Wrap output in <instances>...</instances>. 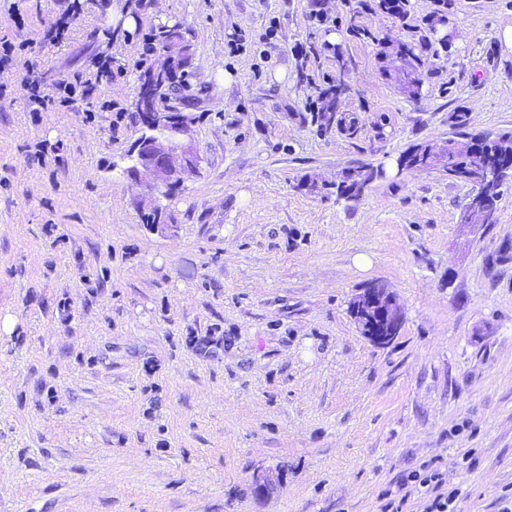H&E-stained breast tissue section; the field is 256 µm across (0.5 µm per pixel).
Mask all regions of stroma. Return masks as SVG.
I'll list each match as a JSON object with an SVG mask.
<instances>
[{"label": "stroma", "mask_w": 512, "mask_h": 512, "mask_svg": "<svg viewBox=\"0 0 512 512\" xmlns=\"http://www.w3.org/2000/svg\"><path fill=\"white\" fill-rule=\"evenodd\" d=\"M72 1L0 0V512H424L416 474L501 512L512 181L496 223L461 224L472 187L397 159L460 112L512 132V0H76L52 39ZM160 24L192 45L200 117L164 234L142 218L152 173H123ZM420 43L410 96L386 68ZM29 67L46 94L74 74L93 92L32 112ZM358 165L385 171L359 197L305 187ZM376 282L404 311L383 346L349 312ZM347 90V84L341 79L336 84L329 85L320 92L322 107L312 115L321 129H328L336 119V101Z\"/></svg>", "instance_id": "stroma-1"}]
</instances>
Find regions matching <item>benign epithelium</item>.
<instances>
[{
	"label": "benign epithelium",
	"mask_w": 512,
	"mask_h": 512,
	"mask_svg": "<svg viewBox=\"0 0 512 512\" xmlns=\"http://www.w3.org/2000/svg\"><path fill=\"white\" fill-rule=\"evenodd\" d=\"M192 48L182 42L139 79L135 111L139 114L140 135L134 141L130 157V175L150 169L156 176L154 190L171 196L181 187L183 174L198 167L200 158L193 142L196 117L176 105L174 77L185 70ZM354 321L369 340L385 345L398 334L403 310L390 288L378 282L363 289L352 304Z\"/></svg>",
	"instance_id": "benign-epithelium-1"
}]
</instances>
